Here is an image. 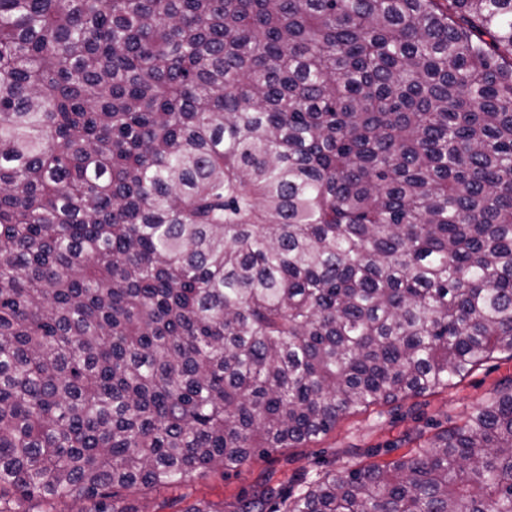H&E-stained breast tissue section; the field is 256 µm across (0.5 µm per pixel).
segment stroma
<instances>
[{
  "label": "stroma",
  "instance_id": "1",
  "mask_svg": "<svg viewBox=\"0 0 512 512\" xmlns=\"http://www.w3.org/2000/svg\"><path fill=\"white\" fill-rule=\"evenodd\" d=\"M508 377L512 360H491L461 382L408 399L399 409L373 406L344 416L328 435L306 447L254 454L235 471L209 473L186 486L139 496L138 505L141 512H185L192 505L201 512H232L263 478L291 486L299 476L312 480L328 471L344 474L355 464L395 460L411 449L412 438L461 424Z\"/></svg>",
  "mask_w": 512,
  "mask_h": 512
}]
</instances>
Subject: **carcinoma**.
<instances>
[{"label": "carcinoma", "mask_w": 512, "mask_h": 512, "mask_svg": "<svg viewBox=\"0 0 512 512\" xmlns=\"http://www.w3.org/2000/svg\"><path fill=\"white\" fill-rule=\"evenodd\" d=\"M512 360V0H0V512L302 448ZM234 512H512V379Z\"/></svg>", "instance_id": "1"}]
</instances>
